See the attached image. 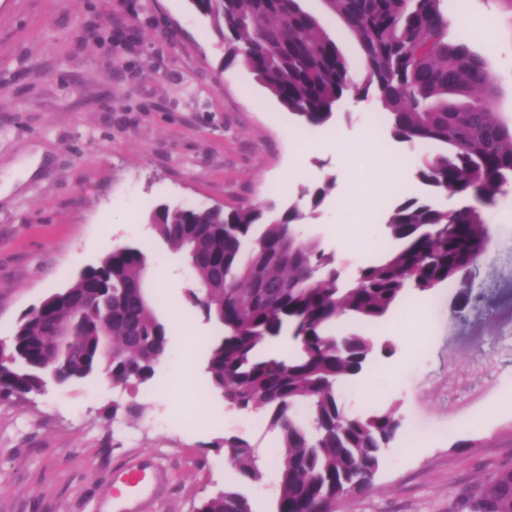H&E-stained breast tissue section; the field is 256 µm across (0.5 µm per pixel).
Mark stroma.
I'll return each mask as SVG.
<instances>
[{
	"label": "stroma",
	"instance_id": "stroma-1",
	"mask_svg": "<svg viewBox=\"0 0 512 512\" xmlns=\"http://www.w3.org/2000/svg\"><path fill=\"white\" fill-rule=\"evenodd\" d=\"M301 5L357 59L322 0ZM496 11L494 0H448L449 32L488 53L498 112L511 120L512 35L487 27ZM380 116L373 99L347 98L326 125L296 123L246 66L225 65L223 38L191 0H0V338L119 246L146 247L152 276L172 282L159 309L167 355L147 385L51 382L31 400L0 404V512H127L110 477L142 464L156 478L137 512H194L230 480L226 434L275 445L274 433L240 426L205 392L204 351L192 342L213 327L187 299L193 277L181 253L147 218L161 203L285 206L331 176L300 230L352 277L365 252L344 251L341 235L377 236L397 198L425 192L417 144L380 136L403 172L393 180L341 157ZM479 207L490 243L466 283L380 323L395 353L342 394L360 412L397 406L422 435L336 512H448L463 488L512 466V409H502L512 406V193ZM466 289L477 302L464 307Z\"/></svg>",
	"mask_w": 512,
	"mask_h": 512
}]
</instances>
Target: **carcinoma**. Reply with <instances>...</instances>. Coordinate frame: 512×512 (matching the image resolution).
I'll list each match as a JSON object with an SVG mask.
<instances>
[{
    "instance_id": "cac0c4a2",
    "label": "carcinoma",
    "mask_w": 512,
    "mask_h": 512,
    "mask_svg": "<svg viewBox=\"0 0 512 512\" xmlns=\"http://www.w3.org/2000/svg\"><path fill=\"white\" fill-rule=\"evenodd\" d=\"M224 37L227 59L241 61L300 124L335 118L347 94L374 96L389 135L430 147L416 178L431 196L452 192L491 200L512 184V124L497 118L499 87L487 57L448 38L447 0H323L355 38L359 67L306 12L300 0H192ZM299 205H163L149 217L159 240L183 253L193 272L192 305L223 334L205 341L207 388L224 390L229 409L256 410L277 435L274 512H336V503L371 486L397 441V408L346 411L340 385L359 374L373 350L372 328L412 303L413 294L464 282L489 244L475 206L445 212L430 200L404 198L381 227V252L336 288V259L303 238ZM148 254L110 251L18 320L0 347V403L43 393L53 367L60 382L112 374L126 389L153 377L167 352L168 328L148 291ZM70 318L80 351L48 328ZM347 315L358 331L342 333ZM294 325L302 350L290 360L262 345ZM232 484L195 512H255L238 486L263 477L254 446L224 437ZM512 466L459 495L456 512H512Z\"/></svg>"
}]
</instances>
